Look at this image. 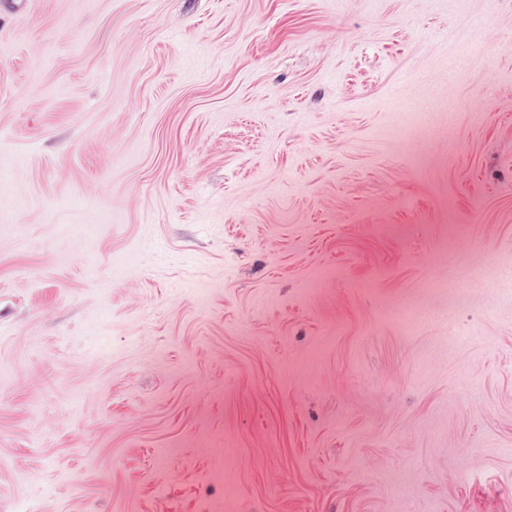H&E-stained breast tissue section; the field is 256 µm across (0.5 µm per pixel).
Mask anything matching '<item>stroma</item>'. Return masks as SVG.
<instances>
[{"label": "stroma", "mask_w": 512, "mask_h": 512, "mask_svg": "<svg viewBox=\"0 0 512 512\" xmlns=\"http://www.w3.org/2000/svg\"><path fill=\"white\" fill-rule=\"evenodd\" d=\"M0 512H512V0H0Z\"/></svg>", "instance_id": "35a3bbf8"}]
</instances>
